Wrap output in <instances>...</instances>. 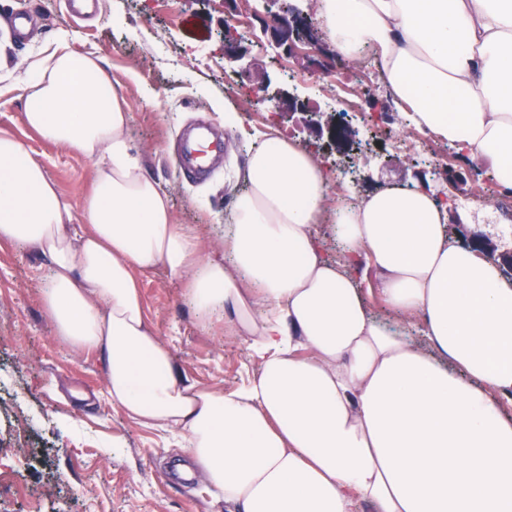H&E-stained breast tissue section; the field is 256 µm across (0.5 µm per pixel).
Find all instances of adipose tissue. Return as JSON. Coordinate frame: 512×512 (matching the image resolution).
<instances>
[{"instance_id":"1","label":"adipose tissue","mask_w":512,"mask_h":512,"mask_svg":"<svg viewBox=\"0 0 512 512\" xmlns=\"http://www.w3.org/2000/svg\"><path fill=\"white\" fill-rule=\"evenodd\" d=\"M314 19L338 55L372 50L396 110L512 189V0H316ZM70 41L29 64L23 118L91 164L90 189L72 207L1 134L0 244L39 250L42 308L98 356L113 408L177 430L180 476L200 474L227 512H512V283L451 242L450 201L394 186L326 207L327 169L272 126L215 256L175 223L100 58ZM319 224L344 262L322 254ZM360 258L365 291L345 266ZM157 266L248 343L246 385L182 374L141 298L137 275Z\"/></svg>"}]
</instances>
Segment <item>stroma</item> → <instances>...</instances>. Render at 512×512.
Returning <instances> with one entry per match:
<instances>
[{
	"label": "stroma",
	"mask_w": 512,
	"mask_h": 512,
	"mask_svg": "<svg viewBox=\"0 0 512 512\" xmlns=\"http://www.w3.org/2000/svg\"><path fill=\"white\" fill-rule=\"evenodd\" d=\"M86 14L71 17L70 0H0V133L15 136L46 167L62 196L79 205L93 171L81 155L43 142L27 128L18 85L28 62L65 29L76 48L105 61L126 110L130 136L144 166L168 195L175 223L192 224L216 255L224 253V226L244 188L250 142L225 129L212 101L221 96L253 136L277 123L329 169L349 168L339 189L355 195L413 183L444 191L449 180L483 188L481 205L466 208L475 227L491 226L484 247L501 255L512 235L498 225L501 197L492 171L460 157L448 143L428 139V160L408 155L394 140L410 128L406 113L387 105L385 86L344 112L328 73L357 83L361 68H344L328 38L297 41L291 52L268 42L260 16L266 0H82ZM248 18L237 30L255 60L251 74L224 63L227 16ZM274 81L270 97L255 106L262 74ZM348 121L349 136L335 144L312 133L307 112ZM193 124L224 139L210 173L194 178L175 160L178 135ZM47 266L33 247H0V512H225L201 478H181L180 437L147 427L113 410L105 396L102 364L57 336L41 307ZM149 321L184 374L207 389L247 383L257 370L241 337L222 326L202 327L184 302L182 286L164 267L141 274Z\"/></svg>",
	"instance_id": "35a3bbf8"
}]
</instances>
